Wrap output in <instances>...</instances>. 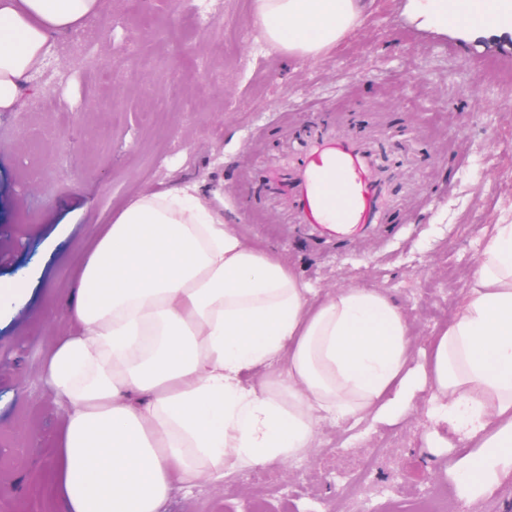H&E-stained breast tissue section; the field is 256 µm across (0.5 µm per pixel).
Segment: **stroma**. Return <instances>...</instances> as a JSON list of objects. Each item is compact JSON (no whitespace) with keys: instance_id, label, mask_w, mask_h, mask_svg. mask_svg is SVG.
<instances>
[{"instance_id":"1","label":"stroma","mask_w":512,"mask_h":512,"mask_svg":"<svg viewBox=\"0 0 512 512\" xmlns=\"http://www.w3.org/2000/svg\"><path fill=\"white\" fill-rule=\"evenodd\" d=\"M248 10L249 0H106L95 41L58 36L17 110L0 113L5 512H62L47 486L63 411L41 364L71 330L72 267L121 201L197 186L311 287L386 291L419 349L462 303L491 224L512 215L511 29L473 38L419 25L409 0H366L359 29L295 62L259 39ZM115 59L119 83L106 68ZM322 125L392 160L388 236L312 240L266 194L262 168ZM430 407L424 393L407 419L323 421L312 457L175 490L160 512H413L434 493L449 494L448 512H512V476L460 505L451 470L465 450L427 451Z\"/></svg>"}]
</instances>
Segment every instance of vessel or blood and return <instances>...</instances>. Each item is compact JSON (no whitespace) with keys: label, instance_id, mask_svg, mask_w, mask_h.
<instances>
[{"label":"vessel or blood","instance_id":"obj_1","mask_svg":"<svg viewBox=\"0 0 512 512\" xmlns=\"http://www.w3.org/2000/svg\"><path fill=\"white\" fill-rule=\"evenodd\" d=\"M269 183L297 223L333 236L377 229L388 207V181L375 151L336 133L317 132L303 140L291 159L271 168ZM331 207L336 219L329 222L324 214Z\"/></svg>","mask_w":512,"mask_h":512}]
</instances>
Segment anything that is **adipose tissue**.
Listing matches in <instances>:
<instances>
[{"mask_svg": "<svg viewBox=\"0 0 512 512\" xmlns=\"http://www.w3.org/2000/svg\"><path fill=\"white\" fill-rule=\"evenodd\" d=\"M438 29L501 27L512 0H410ZM104 0H0V112H11L58 35ZM364 0H251L250 22L306 62L355 30ZM68 307L75 334L43 374L64 404L48 492L64 512H158L207 475L283 465L325 418L401 419L430 390L467 452L463 503L512 473V223L486 239L462 308L415 357L381 289L313 299L277 254L249 243L194 186L144 191L88 241Z\"/></svg>", "mask_w": 512, "mask_h": 512, "instance_id": "adipose-tissue-1", "label": "adipose tissue"}]
</instances>
